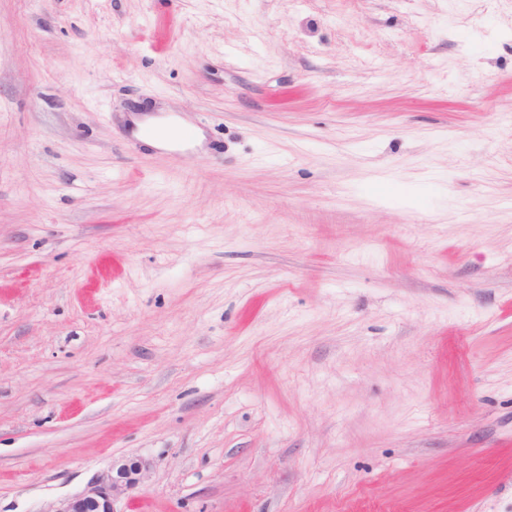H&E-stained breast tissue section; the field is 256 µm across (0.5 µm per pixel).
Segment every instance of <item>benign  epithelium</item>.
Segmentation results:
<instances>
[{"label": "benign epithelium", "instance_id": "1", "mask_svg": "<svg viewBox=\"0 0 512 512\" xmlns=\"http://www.w3.org/2000/svg\"><path fill=\"white\" fill-rule=\"evenodd\" d=\"M150 471V462L141 457L120 458L82 491L61 500L50 512H122L119 504L129 492L139 488Z\"/></svg>", "mask_w": 512, "mask_h": 512}]
</instances>
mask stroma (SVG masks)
Here are the masks:
<instances>
[{
	"label": "stroma",
	"mask_w": 512,
	"mask_h": 512,
	"mask_svg": "<svg viewBox=\"0 0 512 512\" xmlns=\"http://www.w3.org/2000/svg\"><path fill=\"white\" fill-rule=\"evenodd\" d=\"M131 456L125 512H512V0H0V512Z\"/></svg>",
	"instance_id": "obj_1"
}]
</instances>
